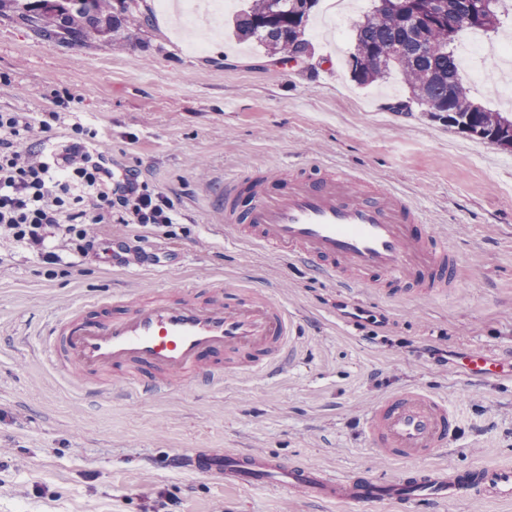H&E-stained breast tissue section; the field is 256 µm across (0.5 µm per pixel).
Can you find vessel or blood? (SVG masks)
Segmentation results:
<instances>
[{
	"label": "vessel or blood",
	"mask_w": 512,
	"mask_h": 512,
	"mask_svg": "<svg viewBox=\"0 0 512 512\" xmlns=\"http://www.w3.org/2000/svg\"><path fill=\"white\" fill-rule=\"evenodd\" d=\"M209 206L238 239L288 255L347 288L388 300L444 299L458 285L459 256L427 224L420 206L343 169L306 164L276 177L265 170L228 174L216 184ZM299 334L295 317L265 290L227 282L213 287L207 300L181 286L74 305L49 324L42 351L88 398H111L116 381L129 395L163 396L187 383L221 386L233 366L281 374L294 362ZM461 364L480 382L502 371L479 351L465 354ZM460 426L459 413L445 399L407 386L371 404L361 420L374 453L404 464L393 480L230 449L178 453L170 465L221 472L228 485L285 488L341 512H374L382 503L406 512L419 500L468 493L512 501V463H480L466 471L436 464Z\"/></svg>",
	"instance_id": "1"
}]
</instances>
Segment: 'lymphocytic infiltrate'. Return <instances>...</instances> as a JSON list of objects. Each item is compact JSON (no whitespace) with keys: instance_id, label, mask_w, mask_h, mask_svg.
<instances>
[{"instance_id":"obj_1","label":"lymphocytic infiltrate","mask_w":512,"mask_h":512,"mask_svg":"<svg viewBox=\"0 0 512 512\" xmlns=\"http://www.w3.org/2000/svg\"><path fill=\"white\" fill-rule=\"evenodd\" d=\"M78 102L71 94L56 98L36 117L0 111V240L35 251L49 265L65 250L93 252L99 225L178 221L175 201L150 187L139 170H114L103 151L93 150L97 130L69 120ZM61 128L65 145L49 151Z\"/></svg>"}]
</instances>
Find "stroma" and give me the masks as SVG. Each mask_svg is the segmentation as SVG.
I'll return each instance as SVG.
<instances>
[{"label":"stroma","instance_id":"1","mask_svg":"<svg viewBox=\"0 0 512 512\" xmlns=\"http://www.w3.org/2000/svg\"><path fill=\"white\" fill-rule=\"evenodd\" d=\"M35 0H0V110L47 111L55 94L80 99L116 167L138 169L176 200L178 223L146 232L151 261L112 269L63 254L47 268L0 245V512H340L283 488L228 487L224 476L170 468L173 454L245 449L337 472L393 479L357 428L378 398L421 386L462 418L439 465L512 463V376L482 383L460 365L479 350L512 361V154L448 129L407 98L399 72L355 82L346 65L374 0H352L339 37L312 39L298 64L268 63L235 38L232 15L203 52L177 18L141 0L150 23L113 29L111 12L65 38L25 19ZM316 162L382 182L417 202L460 256L448 299L388 302L341 292L283 256L227 235L207 195L224 174ZM239 280L265 289L300 322L298 363L279 377L245 374L223 388L166 397H84L49 367L36 339L82 298L172 284ZM446 352L447 364L432 356Z\"/></svg>","mask_w":512,"mask_h":512}]
</instances>
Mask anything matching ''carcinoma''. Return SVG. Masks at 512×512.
<instances>
[{"label":"carcinoma","instance_id":"obj_1","mask_svg":"<svg viewBox=\"0 0 512 512\" xmlns=\"http://www.w3.org/2000/svg\"><path fill=\"white\" fill-rule=\"evenodd\" d=\"M80 4L79 14L92 25L96 18L97 0H44L43 13L28 17V21L42 28L46 14L69 13L66 4ZM468 0H376L373 11L366 15L356 29L354 49L349 55L352 77L362 84H372L386 78L396 70L408 86L409 97L397 101L389 108L394 112H407L417 104L432 117L448 124V127L464 132L489 145L512 147V113L486 108L474 101L465 85L456 60L454 41L459 35L454 24L466 9ZM435 4L438 21L429 29V49L418 52L411 31L402 22L405 12L425 13ZM118 14L134 21L143 15L138 0H116ZM270 0H252L235 20V32L243 41L256 42L263 47L267 57L273 60L287 58L297 60L310 47L308 39L297 38L295 22L288 20L278 28L260 30L255 21L267 16ZM512 15V0H485V23L477 28L495 33L505 14ZM395 45L403 47V53L386 65H381L379 53Z\"/></svg>","mask_w":512,"mask_h":512}]
</instances>
